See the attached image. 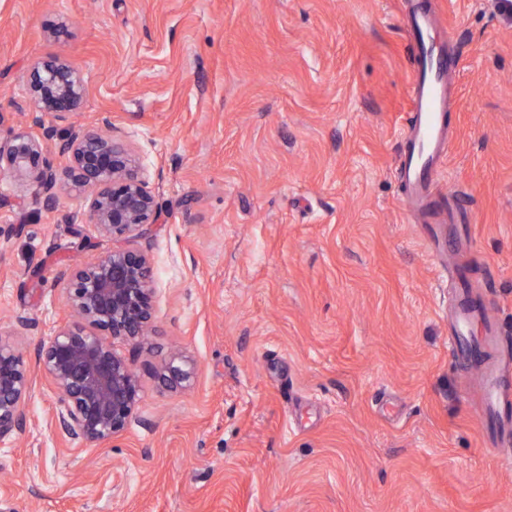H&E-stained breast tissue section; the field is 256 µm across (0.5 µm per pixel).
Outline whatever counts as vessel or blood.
I'll return each mask as SVG.
<instances>
[{"label":"vessel or blood","mask_w":512,"mask_h":512,"mask_svg":"<svg viewBox=\"0 0 512 512\" xmlns=\"http://www.w3.org/2000/svg\"><path fill=\"white\" fill-rule=\"evenodd\" d=\"M403 29L414 50L410 112L403 126L395 171L402 203L423 214L421 235L442 259L467 250L456 229L462 219L437 202L440 163L448 154V103L455 95V55L443 36L444 19L423 0H410ZM448 295V352L467 375L480 418L502 464L512 466V399L502 388V326L494 301L474 289L467 263L455 264Z\"/></svg>","instance_id":"obj_1"}]
</instances>
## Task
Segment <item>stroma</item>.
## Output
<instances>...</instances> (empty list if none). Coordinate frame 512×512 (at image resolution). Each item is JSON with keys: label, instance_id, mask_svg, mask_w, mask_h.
<instances>
[{"label": "stroma", "instance_id": "obj_1", "mask_svg": "<svg viewBox=\"0 0 512 512\" xmlns=\"http://www.w3.org/2000/svg\"><path fill=\"white\" fill-rule=\"evenodd\" d=\"M405 0H0V139L33 129L28 68L67 60L79 112L45 152L111 125L160 210L142 245L155 331L116 340L141 387L104 446L55 425L41 345L67 320L69 264L113 247L0 179V331L31 376L0 440V512H512L448 356V290L394 176L410 109ZM458 48L439 184L469 229L471 277L512 354V16L425 0ZM192 374L164 377L167 363Z\"/></svg>", "mask_w": 512, "mask_h": 512}]
</instances>
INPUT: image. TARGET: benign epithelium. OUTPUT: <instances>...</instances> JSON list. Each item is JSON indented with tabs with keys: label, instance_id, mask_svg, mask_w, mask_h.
<instances>
[{
	"label": "benign epithelium",
	"instance_id": "obj_1",
	"mask_svg": "<svg viewBox=\"0 0 512 512\" xmlns=\"http://www.w3.org/2000/svg\"><path fill=\"white\" fill-rule=\"evenodd\" d=\"M35 107L63 119L83 98L79 74L49 57L30 69ZM53 136L17 133L0 141V177L39 188L43 206L56 203L59 183L83 195V215L99 235L121 246L71 267L65 281L73 319L43 343L39 360L59 392L57 425L69 439L105 445L120 435L140 398L138 376L111 340L140 342L153 327V268L148 253L131 242L157 223L158 206L130 150L112 135L88 131L59 146L69 165L58 171L44 154ZM30 369L23 352L0 338V439L23 428L28 416Z\"/></svg>",
	"mask_w": 512,
	"mask_h": 512
}]
</instances>
